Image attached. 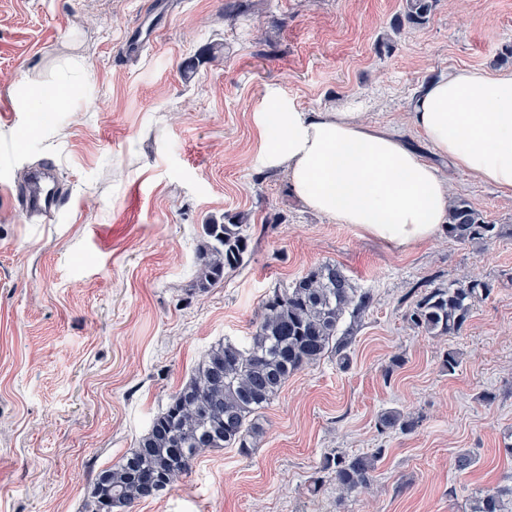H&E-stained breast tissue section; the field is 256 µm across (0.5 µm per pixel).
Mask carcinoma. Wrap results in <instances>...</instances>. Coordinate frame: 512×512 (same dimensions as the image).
Listing matches in <instances>:
<instances>
[{
	"label": "carcinoma",
	"instance_id": "cac0c4a2",
	"mask_svg": "<svg viewBox=\"0 0 512 512\" xmlns=\"http://www.w3.org/2000/svg\"><path fill=\"white\" fill-rule=\"evenodd\" d=\"M438 0H405L407 23L425 24ZM462 197L448 205V238L459 243H487L500 235ZM200 274L195 291L205 294L241 268L249 253L251 234L242 218L203 225ZM492 285L466 278L432 288L412 302L407 320L419 332L460 335L474 303L488 298ZM370 293L353 284L342 267L323 263L291 285L276 288L262 302L243 343L226 340L212 347L191 377L155 416L134 448L95 478L84 512H127L142 501L174 488L206 450L235 448L247 455L265 435L260 416L288 378L325 356L348 361V334H340L345 315L365 312ZM417 420L398 409L384 411L378 429L410 432ZM385 452L326 456L311 481V491L327 477L342 493L367 487ZM470 512H512V487L489 489L476 496Z\"/></svg>",
	"mask_w": 512,
	"mask_h": 512
}]
</instances>
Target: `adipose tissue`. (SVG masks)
Wrapping results in <instances>:
<instances>
[{
    "label": "adipose tissue",
    "mask_w": 512,
    "mask_h": 512,
    "mask_svg": "<svg viewBox=\"0 0 512 512\" xmlns=\"http://www.w3.org/2000/svg\"><path fill=\"white\" fill-rule=\"evenodd\" d=\"M83 71L69 59L55 94L21 85L45 110L63 111ZM410 119L436 156L512 191V70L459 69L414 96ZM260 147L312 210L398 249L430 241L448 222V179L395 130L359 112H301L273 102L262 113Z\"/></svg>",
    "instance_id": "1"
}]
</instances>
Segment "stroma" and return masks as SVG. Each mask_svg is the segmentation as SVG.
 Listing matches in <instances>:
<instances>
[{
	"instance_id": "35a3bbf8",
	"label": "stroma",
	"mask_w": 512,
	"mask_h": 512,
	"mask_svg": "<svg viewBox=\"0 0 512 512\" xmlns=\"http://www.w3.org/2000/svg\"><path fill=\"white\" fill-rule=\"evenodd\" d=\"M150 3L0 0V512H82L95 473L134 447L211 346L245 341L274 288L325 262L373 297L344 321L349 366L329 356L289 377L258 448L203 453L133 512H468L480 492L512 486V195L436 160L450 192L503 233L400 250L308 210L257 132L271 99L348 108L432 159L412 98L443 73L512 70L499 59L512 0H439L398 34L405 0H172L158 39L128 58ZM75 56L85 73L68 111L24 107L16 84L50 86ZM44 162L64 198L37 223L11 190ZM234 215L251 227L248 262L193 293L203 225ZM465 275L494 291L462 335L418 333L405 318L413 291ZM389 409L416 418L414 431L380 433ZM376 448L368 489L343 495L327 479L309 491L324 456ZM464 451L474 463L460 471Z\"/></svg>"
}]
</instances>
